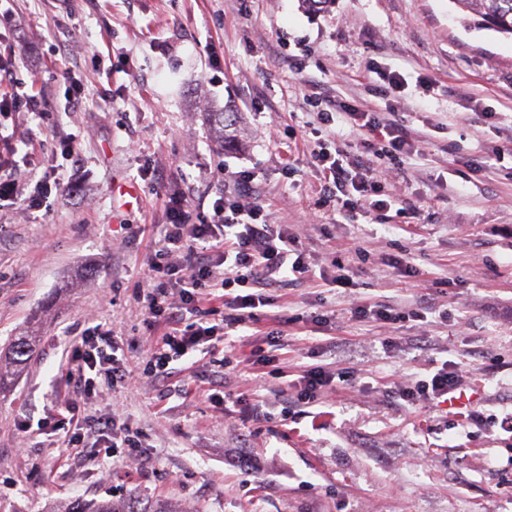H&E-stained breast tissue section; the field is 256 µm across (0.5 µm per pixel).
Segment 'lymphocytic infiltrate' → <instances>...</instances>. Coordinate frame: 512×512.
<instances>
[{"label": "lymphocytic infiltrate", "instance_id": "f902f5d3", "mask_svg": "<svg viewBox=\"0 0 512 512\" xmlns=\"http://www.w3.org/2000/svg\"><path fill=\"white\" fill-rule=\"evenodd\" d=\"M342 111L355 126L369 131L356 153L319 147L313 153L326 183L323 196L335 200L340 212L350 214L363 206L385 210L381 185L374 176L376 159H398L415 152L416 144L397 118L384 113L362 112L350 106ZM67 184L58 169L20 184L12 169L0 166V204L20 206L29 211L46 208L49 200L66 195ZM249 181L233 178L230 196H218L212 212L197 224L189 223L187 201L173 195L167 201L169 221L158 226L157 238L147 257L150 279L139 297V314L162 322L165 333L148 340L145 376L155 380L175 374L174 364L183 357L213 347L219 328L248 327L257 308L270 305L264 286L282 281L288 274H304L309 265L287 225L268 223L261 203L250 200ZM224 290V314L220 326L187 323L186 316L199 313V305L210 289ZM178 302H171V295ZM118 345L111 330L102 325L86 328L67 351L65 379L71 395L58 399L49 416L23 421L21 432L37 431L56 435L67 447L84 448L86 457L101 461L117 456L120 449L137 451L140 441L122 414L105 416L82 413L81 404L95 394L100 381L113 387H127L133 372L120 362ZM464 380L458 368L441 365L429 376L402 385L398 396L408 405H436L447 402L460 390ZM93 433L92 447H85L86 433Z\"/></svg>", "mask_w": 512, "mask_h": 512}]
</instances>
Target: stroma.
Here are the masks:
<instances>
[{
	"instance_id": "1",
	"label": "stroma",
	"mask_w": 512,
	"mask_h": 512,
	"mask_svg": "<svg viewBox=\"0 0 512 512\" xmlns=\"http://www.w3.org/2000/svg\"><path fill=\"white\" fill-rule=\"evenodd\" d=\"M65 67L84 87L75 112ZM0 68L5 94L41 69L34 93L49 105L39 123L23 106L0 119V164L25 182L56 141L75 150L71 201L0 210V345L33 325L40 336L0 395V512L133 495L151 512H512V169L491 158L512 149L511 39L464 27L451 0H332L319 12L300 0H0ZM334 99L393 110L418 145L399 165L378 162L386 214L320 202L316 140L356 149L368 136L340 116L320 126L315 103ZM228 104L244 117L240 150L223 149L211 123ZM241 170L310 270L267 286L275 307L229 335L236 359L219 345L171 378L89 399L140 431L142 455L119 463L20 432L65 392L66 349L92 324L121 337L129 369L144 368L147 325L131 313L150 236L129 228L168 223L173 193L209 215L225 172ZM393 256L416 276L389 267ZM336 263L350 285L321 280ZM375 303L399 321L355 316ZM278 330L275 361L247 364ZM445 362L465 377L463 407L397 397ZM318 365L345 378L300 404L279 374Z\"/></svg>"
}]
</instances>
